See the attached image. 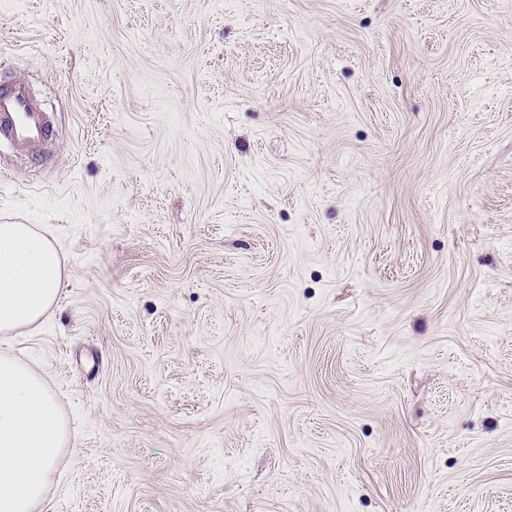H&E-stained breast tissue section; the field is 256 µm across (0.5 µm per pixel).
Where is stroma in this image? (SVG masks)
Segmentation results:
<instances>
[{
    "instance_id": "stroma-1",
    "label": "stroma",
    "mask_w": 512,
    "mask_h": 512,
    "mask_svg": "<svg viewBox=\"0 0 512 512\" xmlns=\"http://www.w3.org/2000/svg\"><path fill=\"white\" fill-rule=\"evenodd\" d=\"M38 512H512V0H0ZM55 138L54 118L21 79L0 84V145L35 152ZM53 240L30 224H0V337L35 329L67 283Z\"/></svg>"
}]
</instances>
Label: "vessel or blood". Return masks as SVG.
<instances>
[{
    "label": "vessel or blood",
    "instance_id": "vessel-or-blood-1",
    "mask_svg": "<svg viewBox=\"0 0 512 512\" xmlns=\"http://www.w3.org/2000/svg\"><path fill=\"white\" fill-rule=\"evenodd\" d=\"M55 138L54 118L21 79L0 84V145L35 152Z\"/></svg>",
    "mask_w": 512,
    "mask_h": 512
}]
</instances>
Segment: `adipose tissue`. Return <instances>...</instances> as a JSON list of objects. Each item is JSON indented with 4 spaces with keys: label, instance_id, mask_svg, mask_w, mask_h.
Instances as JSON below:
<instances>
[{
    "label": "adipose tissue",
    "instance_id": "ef3b65f1",
    "mask_svg": "<svg viewBox=\"0 0 512 512\" xmlns=\"http://www.w3.org/2000/svg\"><path fill=\"white\" fill-rule=\"evenodd\" d=\"M68 277L46 233L28 224H0V337L36 328ZM71 442L40 374L0 353V512H35Z\"/></svg>",
    "mask_w": 512,
    "mask_h": 512
}]
</instances>
